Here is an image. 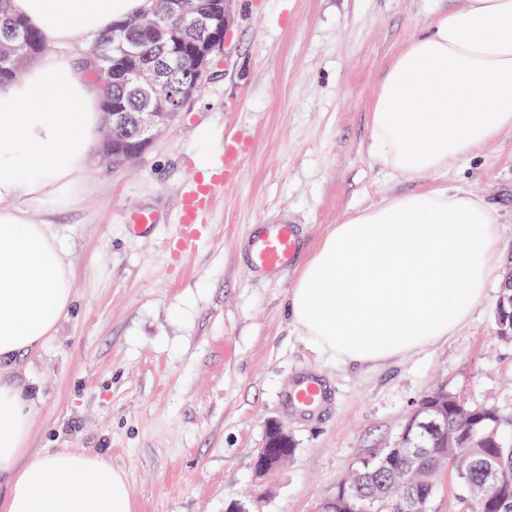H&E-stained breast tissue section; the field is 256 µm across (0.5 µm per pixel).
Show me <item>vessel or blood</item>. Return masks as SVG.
<instances>
[{
	"label": "vessel or blood",
	"mask_w": 512,
	"mask_h": 512,
	"mask_svg": "<svg viewBox=\"0 0 512 512\" xmlns=\"http://www.w3.org/2000/svg\"><path fill=\"white\" fill-rule=\"evenodd\" d=\"M248 150L246 141L225 142L224 152L214 165L193 172L184 182L177 210L178 232L172 239L179 257H187L198 245L214 199L239 176ZM300 249L301 238L293 226L270 224L250 241L247 259L255 271L272 274L288 269ZM289 400L298 409L309 412L323 404L325 393L318 379L307 377L295 384Z\"/></svg>",
	"instance_id": "obj_1"
}]
</instances>
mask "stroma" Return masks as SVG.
<instances>
[{"mask_svg": "<svg viewBox=\"0 0 512 512\" xmlns=\"http://www.w3.org/2000/svg\"><path fill=\"white\" fill-rule=\"evenodd\" d=\"M449 0H231L227 45L177 121L134 161L91 155L63 202H35L53 226L75 294L67 318L12 376L35 391L34 452L107 456L128 481L133 512H319L362 459L397 446L437 385L512 414V342L497 338L501 288H488L453 336L379 365L319 354L288 315L299 272L352 209L434 184L465 186L497 208L502 257L512 258V130L480 157L404 179L368 150L369 112L389 64ZM251 142L241 176L211 213L188 258L170 241L179 190L224 142ZM155 216L133 228L131 213ZM304 239L275 278L252 271L245 244L265 224ZM329 404L287 405L304 375ZM295 453L265 479L254 459L270 422Z\"/></svg>", "mask_w": 512, "mask_h": 512, "instance_id": "35a3bbf8", "label": "stroma"}]
</instances>
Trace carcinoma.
I'll return each mask as SVG.
<instances>
[{"label": "carcinoma", "mask_w": 512, "mask_h": 512, "mask_svg": "<svg viewBox=\"0 0 512 512\" xmlns=\"http://www.w3.org/2000/svg\"><path fill=\"white\" fill-rule=\"evenodd\" d=\"M149 22L160 30L182 22V17L156 4L148 14L129 20L125 27L114 26L95 39V73L103 82V111H138L136 91L138 72L162 69L160 80L168 84H201L202 78L191 60L187 46L147 40L128 56V46L139 39L138 26ZM27 35L20 51L28 58L45 50L43 34L10 12L9 0H0V40L15 33ZM119 150L108 157L121 160L124 148L136 142L134 126L126 122L121 127L105 128ZM496 334L502 340H512V269L508 272V287L502 289L494 313ZM417 446L426 452L417 456L400 457L385 448L380 454L362 461L347 475L345 484L370 499L381 512H429L435 492V480L443 467V458H456L453 474L459 496L474 505L473 512H485V503L494 504V512H512V415L503 414L494 405H470L457 393H448V415L436 430L418 427L413 433ZM494 462L503 475L495 487L482 484L477 462Z\"/></svg>", "instance_id": "1"}]
</instances>
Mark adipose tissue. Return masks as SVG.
Segmentation results:
<instances>
[{"label": "adipose tissue", "instance_id": "1", "mask_svg": "<svg viewBox=\"0 0 512 512\" xmlns=\"http://www.w3.org/2000/svg\"><path fill=\"white\" fill-rule=\"evenodd\" d=\"M151 0H11L64 53L0 84V512H133L123 472L76 448L29 451L34 406L7 370L54 336L71 267L29 204L61 200L85 168L102 91L66 52ZM370 149L398 175L447 171L512 129V0H452L395 56L373 97ZM499 215L463 188L431 186L347 213L300 272L290 316L317 350L374 364L456 332L503 279Z\"/></svg>", "mask_w": 512, "mask_h": 512}]
</instances>
